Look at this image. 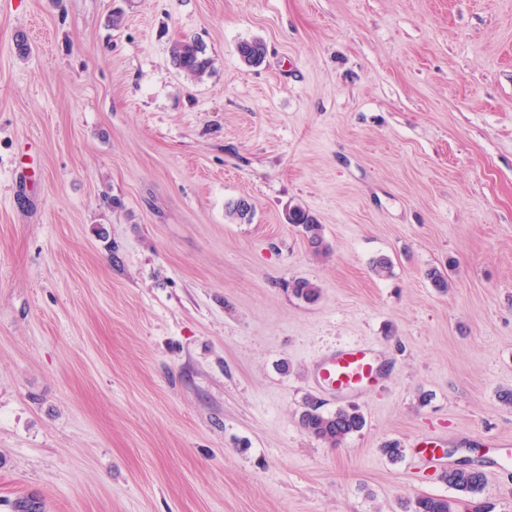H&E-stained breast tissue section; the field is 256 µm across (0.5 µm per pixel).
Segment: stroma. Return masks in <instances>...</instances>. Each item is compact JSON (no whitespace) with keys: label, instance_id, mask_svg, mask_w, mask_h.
<instances>
[{"label":"stroma","instance_id":"1","mask_svg":"<svg viewBox=\"0 0 512 512\" xmlns=\"http://www.w3.org/2000/svg\"><path fill=\"white\" fill-rule=\"evenodd\" d=\"M353 342L386 371L349 399L316 366ZM504 388L512 0H0V512H512ZM310 399L366 424L330 447ZM171 56L177 69L195 78L203 77L212 66L205 45L195 39L176 42ZM241 60L249 66H259L266 56V46L262 41H244L238 45ZM289 224L300 228L310 248L315 255L326 254V244L323 237L322 224L304 207L294 205L290 214L286 216ZM469 470L451 469L444 475V481L457 492L477 494L486 483L484 472L477 467H467Z\"/></svg>","mask_w":512,"mask_h":512}]
</instances>
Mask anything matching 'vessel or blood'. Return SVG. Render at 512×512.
<instances>
[{"instance_id":"vessel-or-blood-1","label":"vessel or blood","mask_w":512,"mask_h":512,"mask_svg":"<svg viewBox=\"0 0 512 512\" xmlns=\"http://www.w3.org/2000/svg\"><path fill=\"white\" fill-rule=\"evenodd\" d=\"M318 376L330 389L357 394L380 383L383 364L371 346L344 344L319 361Z\"/></svg>"}]
</instances>
